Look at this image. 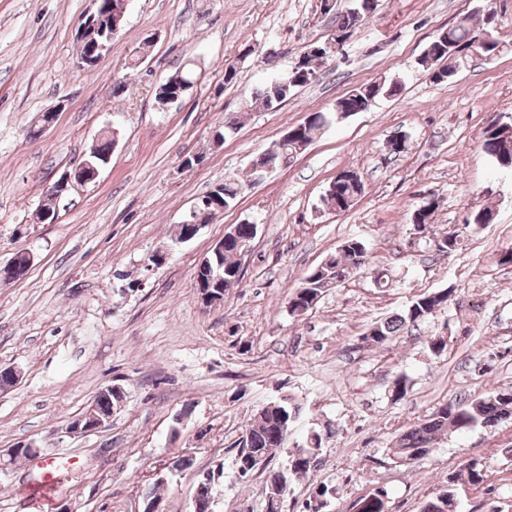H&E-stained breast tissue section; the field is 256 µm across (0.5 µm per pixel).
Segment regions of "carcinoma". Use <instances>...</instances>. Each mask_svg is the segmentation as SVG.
Segmentation results:
<instances>
[{"label":"carcinoma","instance_id":"obj_1","mask_svg":"<svg viewBox=\"0 0 512 512\" xmlns=\"http://www.w3.org/2000/svg\"><path fill=\"white\" fill-rule=\"evenodd\" d=\"M366 0H350V5L336 12V25L339 30L353 33L361 19L367 17ZM481 42V56L489 58L503 49V42L495 34L487 20H482V28L470 24V17H463L448 28L440 30L427 45L429 68L436 64L443 65L440 73L432 79L443 82L453 78V73L466 67L471 57L470 47ZM304 65L293 66L282 80L286 86H273L268 83L254 92L253 100L264 108L273 107L276 101H285L296 89L310 83L316 71L332 59L325 53H303ZM402 83L395 78L384 79L380 83L367 84L351 90L336 100L329 112H317L311 122L301 125L295 138L285 143H273L275 149L263 155V164L275 171L287 166L298 155V146L304 142H313L318 138L332 120L343 119L355 112H364L372 102L381 97H393L401 93ZM481 149L497 165L512 168V122L495 121L483 131ZM364 190L361 177L349 180H337L332 189L321 197L322 209L340 208L350 210ZM243 191V185L236 179H226L224 184L213 191L218 202L229 209L233 207ZM439 202L422 200L410 215V223L430 228ZM210 267L224 272V278L215 280L210 271L201 273L205 284L216 295L222 296L238 286L241 272L238 268L237 242L230 241L224 245V254L216 257L209 255ZM368 266V251L365 244L352 238L343 243L340 249L328 255L326 266L314 275L304 278V287L297 288L302 301L316 304L326 290L338 285L352 273ZM448 304V290L426 292L418 295L401 314L390 316L371 325L365 340L383 347L394 340L402 327L422 322L435 313L444 310ZM412 389L411 377L404 372L396 375L392 382L390 397L400 401L408 396ZM117 394L104 388L94 398L99 412L108 414ZM301 407L287 395H283L266 404L254 417L251 424L236 444L234 458L238 476L246 477L254 472L249 467V459L261 460V470L266 472L263 512H283L285 496L281 491L292 487L294 482L306 477L313 471L312 459L320 457L323 437L316 429L309 430L299 442L289 443L293 423L299 417ZM512 418V389H500L488 392L476 399L446 403L425 419L420 420L401 432L395 441L392 459L403 462L407 459L417 460L428 455L438 438L449 432L465 433L476 427L490 428L504 419ZM287 450V461L276 467L271 466L275 454L280 449ZM455 494L454 482H449L446 489L429 498L420 512H455L450 505Z\"/></svg>","mask_w":512,"mask_h":512}]
</instances>
